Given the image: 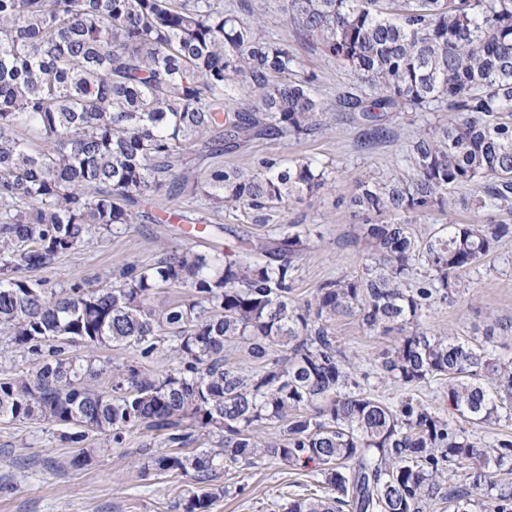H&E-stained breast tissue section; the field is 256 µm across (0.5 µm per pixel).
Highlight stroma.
<instances>
[{"mask_svg":"<svg viewBox=\"0 0 512 512\" xmlns=\"http://www.w3.org/2000/svg\"><path fill=\"white\" fill-rule=\"evenodd\" d=\"M264 31L293 48L304 69L315 74L314 91L328 106H335L338 95L355 86L346 67L308 48L277 9L265 13ZM439 118L435 111L389 114V135L383 139L370 138L365 127L340 120L333 130L313 138L260 140L248 150L224 154L227 165L247 167L259 156L275 152L287 158L307 157L336 170L331 190L291 203L284 215L285 222L305 225L310 231L308 248L295 263L293 296L311 297L326 281L361 273L365 245L346 210L356 179L407 169L406 144ZM187 242L180 225L135 224L123 233L86 242L34 276L51 288L77 283L102 286L114 281L124 266L153 264ZM464 278L467 294L453 306L432 311L424 318V327L454 329L511 358L512 335L489 338L484 329L496 318L512 322V240L502 242L487 263L467 270ZM331 328L339 346L361 357V368L370 375L367 391L391 404L410 393L437 410H447L439 383L406 389L377 375L371 360L397 344L398 333L368 331L351 316L337 317ZM63 432L62 426L49 422L0 423V512H182L183 500L196 490L186 477L142 479L140 450L153 441L148 433L130 432L110 455L75 468L70 461L78 449L64 439ZM222 481L242 486L244 492L220 498L212 512H279L276 501L298 492L303 478L265 462L231 468Z\"/></svg>","mask_w":512,"mask_h":512,"instance_id":"obj_1","label":"stroma"}]
</instances>
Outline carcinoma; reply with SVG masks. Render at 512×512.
<instances>
[{
  "label": "carcinoma",
  "instance_id": "cac0c4a2",
  "mask_svg": "<svg viewBox=\"0 0 512 512\" xmlns=\"http://www.w3.org/2000/svg\"><path fill=\"white\" fill-rule=\"evenodd\" d=\"M320 54L341 61L363 96L337 112L376 137L391 112L435 107L448 122L417 133L412 173L357 180L347 209L367 245L365 271L291 296L307 233L238 237L239 251L182 250L128 265L103 287H45L47 269L94 237L133 224L208 230L232 212L258 226L294 199L332 185L335 171L306 158L260 156L249 168L193 161L246 150L260 139H302L336 124L314 95L315 77L285 42L267 37L256 0H0V422L49 421L109 435L80 451L83 467L124 434L146 430L144 478L189 476L183 512H210L231 493L229 466L275 462L320 477L284 512H512V439L469 434L512 413V360L420 320L452 306L460 273L512 239V0H274ZM468 187L467 196L455 191ZM190 191L198 214H155L161 197ZM462 207L474 221L420 232L412 217ZM161 288L190 299L161 307ZM352 316L371 332L396 330L381 377L402 386L437 380L445 414L412 395L396 404L360 390L354 357L329 322ZM81 344L84 356L69 354ZM167 345L175 367L96 364L94 350L133 346L148 358ZM238 345L260 369L224 359ZM35 363L10 374L13 354ZM105 375L101 389L95 380ZM277 424L261 440L255 431ZM206 439L209 447L191 444Z\"/></svg>",
  "mask_w": 512,
  "mask_h": 512
}]
</instances>
